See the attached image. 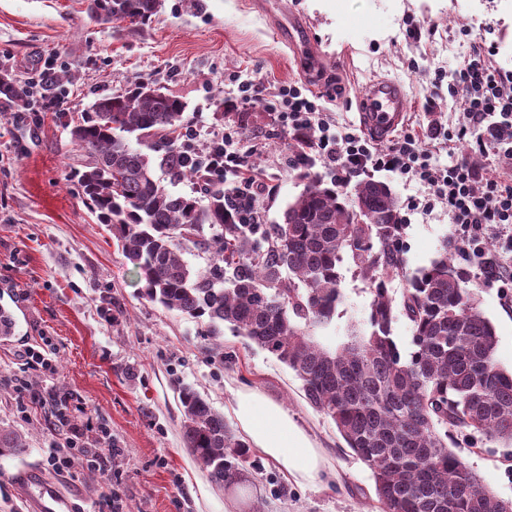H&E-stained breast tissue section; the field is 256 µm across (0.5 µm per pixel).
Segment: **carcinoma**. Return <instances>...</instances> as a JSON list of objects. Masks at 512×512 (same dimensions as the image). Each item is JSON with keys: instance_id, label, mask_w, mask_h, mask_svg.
I'll return each mask as SVG.
<instances>
[{"instance_id": "carcinoma-1", "label": "carcinoma", "mask_w": 512, "mask_h": 512, "mask_svg": "<svg viewBox=\"0 0 512 512\" xmlns=\"http://www.w3.org/2000/svg\"><path fill=\"white\" fill-rule=\"evenodd\" d=\"M162 2L90 0L88 16L141 27ZM28 97L27 84L0 72L1 100ZM185 110L179 98L133 81L97 98L70 131L86 156L73 173L82 198L115 231L145 296L215 339L229 327L292 370L308 404L332 420L370 470L380 512L512 509L448 448L458 432L512 447V372L496 360V330L470 300L448 246L429 267L407 274L397 198L372 179L348 199L311 178L287 204L283 222L264 229L231 222L222 186L205 184V205L173 193L168 186L195 175L179 155ZM156 165L166 181L155 177ZM192 250L209 254L205 268L184 259ZM346 260L372 301L330 348L317 333L336 320ZM396 277L406 281L398 300L389 288ZM401 318L411 332L407 354L394 336ZM179 399L186 447L212 482L232 481L248 460L247 443L197 391L184 388ZM24 450L19 434L0 428V457Z\"/></svg>"}]
</instances>
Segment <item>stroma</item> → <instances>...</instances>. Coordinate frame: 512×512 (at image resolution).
I'll list each match as a JSON object with an SVG mask.
<instances>
[{
  "label": "stroma",
  "mask_w": 512,
  "mask_h": 512,
  "mask_svg": "<svg viewBox=\"0 0 512 512\" xmlns=\"http://www.w3.org/2000/svg\"><path fill=\"white\" fill-rule=\"evenodd\" d=\"M302 15L320 50L315 63L278 40L271 15ZM496 45L493 64L512 72V0H163L153 22L91 21L86 0H0V58L5 71L26 80L45 64L72 74L58 86L62 111L0 114V296L13 302L15 335L0 339V427L23 438L27 451L0 457V512H32L19 470L36 468L72 499V512H97L112 489L124 512H224L233 486L213 483L184 446L182 387L207 398L234 421L233 394L255 389L288 410L327 460L321 484L298 486L279 468L250 453L240 479L253 497L243 512H379L371 473L346 448L331 420L305 401L293 372L274 356L225 332L206 336L199 323L153 303L127 261L115 234L100 224L71 174L84 162L70 129L97 97L151 81L187 104L190 125L201 138L239 132L253 149L263 189L256 206L264 225L278 224L288 202L302 192L306 175L337 184L353 195L355 180L336 183L320 161L289 168L298 149L279 114L263 104L229 106L242 82L270 91L295 84L317 97L325 115L360 129L359 98L378 79L398 83L407 99L404 130L424 132L454 125L464 107L447 90L431 94L435 70L453 72L469 51L461 28ZM373 179L396 194L405 221L399 246L408 274L429 267L451 232L448 213L410 210L429 189L404 183L387 171ZM467 288L492 322L497 359L512 368V302L484 285L477 268ZM346 297L340 315L320 340L336 345L350 318L366 317L372 296L342 266ZM49 338L53 369L23 365L28 347ZM71 397L69 415L90 434L106 427L117 455L109 472L89 471L80 457L66 472L46 464L66 455L51 431L38 393ZM458 454L497 495L512 498V460L504 448L459 440Z\"/></svg>",
  "instance_id": "1"
}]
</instances>
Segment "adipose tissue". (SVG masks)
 <instances>
[{"instance_id": "adipose-tissue-1", "label": "adipose tissue", "mask_w": 512, "mask_h": 512, "mask_svg": "<svg viewBox=\"0 0 512 512\" xmlns=\"http://www.w3.org/2000/svg\"><path fill=\"white\" fill-rule=\"evenodd\" d=\"M233 412L248 446L277 463L288 481L315 484L325 469L322 449L278 404L255 390L239 392Z\"/></svg>"}]
</instances>
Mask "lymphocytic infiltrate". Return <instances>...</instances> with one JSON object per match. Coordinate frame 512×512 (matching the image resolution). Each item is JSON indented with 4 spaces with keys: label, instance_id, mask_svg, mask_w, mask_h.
I'll return each instance as SVG.
<instances>
[{
    "label": "lymphocytic infiltrate",
    "instance_id": "f902f5d3",
    "mask_svg": "<svg viewBox=\"0 0 512 512\" xmlns=\"http://www.w3.org/2000/svg\"><path fill=\"white\" fill-rule=\"evenodd\" d=\"M494 54L493 46L487 45L485 39H473L469 54L455 69L449 84L436 78L432 86H447L449 95L466 101L463 120L451 136V143L466 141L472 128L480 126L484 133L476 142L477 150L497 152L500 158L512 162V75L493 66ZM238 91L242 102H276L283 123L294 135L306 136L305 148L294 155L292 168L306 167L309 154L314 151L323 164L336 167L345 178L385 170L403 181L427 185L429 194L423 207L429 210L439 206L447 211L453 249L479 267L484 282L512 288V174L496 168L480 174L464 159L435 166L425 141L409 131L396 135L388 148H379L370 139L336 128L324 118L320 106L292 84L281 86L274 95L264 85L253 82L242 84ZM196 137L192 129L183 134V155L212 181H224L231 172L238 179L233 191L224 196L234 223H261L255 206L253 166L246 153L236 146L234 137L214 136L202 150L195 146ZM493 239L499 243V253L494 257L488 249ZM40 402L47 406L53 428L63 437L67 448L85 454L94 470L111 469V449H95L83 427L60 412L62 397L50 392Z\"/></svg>",
    "mask_w": 512,
    "mask_h": 512
}]
</instances>
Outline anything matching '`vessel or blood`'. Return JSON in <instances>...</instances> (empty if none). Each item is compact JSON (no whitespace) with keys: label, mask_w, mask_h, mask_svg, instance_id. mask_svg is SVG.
I'll return each mask as SVG.
<instances>
[{"label":"vessel or blood","mask_w":512,"mask_h":512,"mask_svg":"<svg viewBox=\"0 0 512 512\" xmlns=\"http://www.w3.org/2000/svg\"><path fill=\"white\" fill-rule=\"evenodd\" d=\"M280 40L292 47L315 54L316 43L310 29L297 15L278 23ZM362 126L376 139L388 138L404 121V91L390 81H374L360 99ZM32 504L36 512H71V501L56 485L32 475L27 479Z\"/></svg>","instance_id":"1"}]
</instances>
